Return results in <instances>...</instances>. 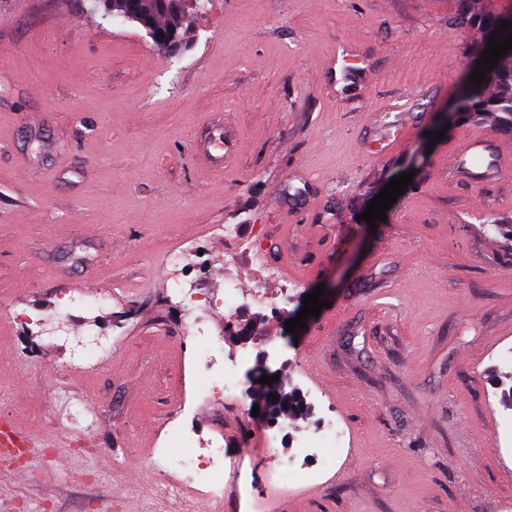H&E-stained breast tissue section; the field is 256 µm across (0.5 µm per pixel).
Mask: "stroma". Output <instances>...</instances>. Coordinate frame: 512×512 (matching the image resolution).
I'll use <instances>...</instances> for the list:
<instances>
[{"instance_id":"obj_1","label":"stroma","mask_w":512,"mask_h":512,"mask_svg":"<svg viewBox=\"0 0 512 512\" xmlns=\"http://www.w3.org/2000/svg\"><path fill=\"white\" fill-rule=\"evenodd\" d=\"M458 0H207L169 57L144 29L103 19L85 0H0V415L30 436L22 482H0V512H195L145 467L178 453L159 413L195 401L207 372L194 347L169 339L166 262L196 241L199 281L224 292L223 238L238 225L267 263L295 255L275 311H222L213 324L248 367H266L308 396L273 447L225 481L223 512L267 497L293 437L331 406L350 445L326 449L319 479L298 480L271 512H507L512 465L494 437L512 432L501 382L512 364V178L452 187L439 165L493 119L428 133L463 92L480 30L454 27ZM404 104L388 111L389 102ZM400 147L362 153L370 117ZM237 143L206 183L194 137ZM407 190L377 227L370 200L394 176ZM328 308L290 334L306 294ZM112 341V361L74 366L68 349L25 316L84 328V306ZM184 419L211 435L208 402Z\"/></svg>"}]
</instances>
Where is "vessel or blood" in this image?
<instances>
[{"mask_svg":"<svg viewBox=\"0 0 512 512\" xmlns=\"http://www.w3.org/2000/svg\"><path fill=\"white\" fill-rule=\"evenodd\" d=\"M192 149L199 159V166L207 179L217 180L224 176V159L235 149L231 140H215L211 143L193 142ZM512 148L505 146L498 137L477 135L468 138L459 148L448 156V177L451 182L465 183L481 188L500 181L504 175L502 165H475V158L494 154L505 156Z\"/></svg>","mask_w":512,"mask_h":512,"instance_id":"vessel-or-blood-1","label":"vessel or blood"}]
</instances>
